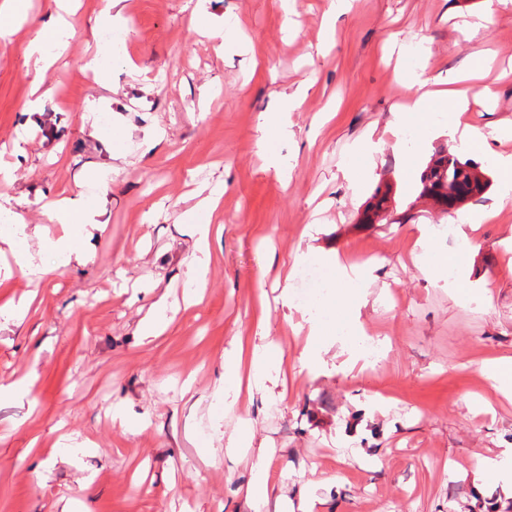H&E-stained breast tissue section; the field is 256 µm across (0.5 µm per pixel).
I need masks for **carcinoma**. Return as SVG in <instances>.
Masks as SVG:
<instances>
[{
    "mask_svg": "<svg viewBox=\"0 0 512 512\" xmlns=\"http://www.w3.org/2000/svg\"><path fill=\"white\" fill-rule=\"evenodd\" d=\"M450 186L460 187L474 197L486 192L490 180L485 177L480 164L472 159L463 160L447 151L441 153L435 165L427 167L421 175L419 195L445 198Z\"/></svg>",
    "mask_w": 512,
    "mask_h": 512,
    "instance_id": "carcinoma-1",
    "label": "carcinoma"
}]
</instances>
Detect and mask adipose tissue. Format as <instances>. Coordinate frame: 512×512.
<instances>
[{"mask_svg":"<svg viewBox=\"0 0 512 512\" xmlns=\"http://www.w3.org/2000/svg\"><path fill=\"white\" fill-rule=\"evenodd\" d=\"M70 33L62 16H55L28 44L25 55L35 59L31 74V87L40 90L44 84L50 58L66 49ZM490 89H482L471 95L460 87L428 89L426 82L415 84V91L407 107L396 112L390 131L400 134L410 124L428 126L431 112L441 110L448 114V139L454 148L483 145L487 137L482 130L470 126L465 120L472 104L491 98ZM268 344H234L224 353L223 390L225 393H239L241 383H248L250 390L262 393L270 378Z\"/></svg>","mask_w":512,"mask_h":512,"instance_id":"1","label":"adipose tissue"}]
</instances>
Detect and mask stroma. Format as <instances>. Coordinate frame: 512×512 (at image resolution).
Returning <instances> with one entry per match:
<instances>
[{
  "label": "stroma",
  "mask_w": 512,
  "mask_h": 512,
  "mask_svg": "<svg viewBox=\"0 0 512 512\" xmlns=\"http://www.w3.org/2000/svg\"><path fill=\"white\" fill-rule=\"evenodd\" d=\"M297 2L290 22L280 0H127L126 47L98 82L83 64L108 26L103 2L77 0L34 110L25 48L54 0H26L0 33V167L15 174L0 178V204L39 228L29 247L50 268L35 279L0 250V307L31 301L22 321L0 316V386L33 380L0 399V512H62L68 501L75 512H253L244 487L261 453L264 512H295L304 495L315 512H512L493 480L473 482L482 458L512 448V397L479 370L512 357V201L500 200L493 160L512 155V140L462 153L490 179L462 213L500 211L470 248L434 233L455 217L416 192L430 156L449 147L447 113L434 112L412 148L388 129L415 76L447 87L479 52L492 64L470 89L495 97L466 120L512 129V0L476 34L460 22L484 0H355L326 49L331 0ZM298 88L291 134L273 145L281 176L259 149L261 123ZM381 182L389 211L369 223ZM216 188L222 205L208 218L197 208ZM59 194L104 212L86 264L44 249L65 232L49 206ZM205 221L212 260L199 284L191 227ZM435 251L456 254L455 276L426 272ZM334 253L360 278L332 298L313 339L275 278L299 257L337 276ZM161 298L168 323L144 337ZM261 328L281 360L273 393L225 408L224 352ZM363 338L372 356L348 365ZM304 351L313 368L300 367ZM117 408L127 425L113 423Z\"/></svg>",
  "instance_id": "obj_1"
}]
</instances>
